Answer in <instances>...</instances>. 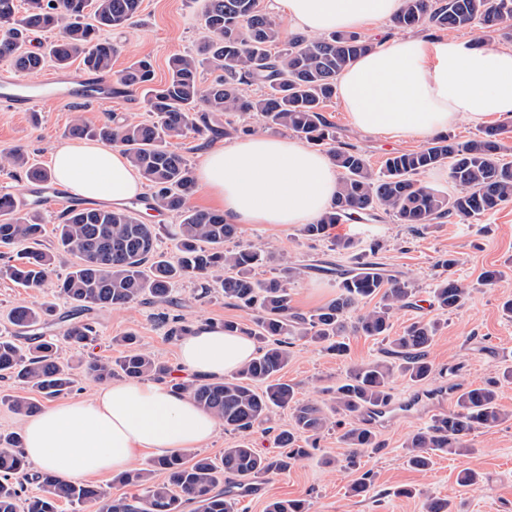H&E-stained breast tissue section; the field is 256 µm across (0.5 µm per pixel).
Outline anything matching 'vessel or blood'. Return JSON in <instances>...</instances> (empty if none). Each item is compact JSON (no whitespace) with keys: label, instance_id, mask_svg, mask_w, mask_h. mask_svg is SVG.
<instances>
[{"label":"vessel or blood","instance_id":"b4317fda","mask_svg":"<svg viewBox=\"0 0 512 512\" xmlns=\"http://www.w3.org/2000/svg\"><path fill=\"white\" fill-rule=\"evenodd\" d=\"M112 86V76L104 73L72 75L55 72L37 82L5 73L0 75V104L15 112H28L46 102L80 100L104 103L113 98Z\"/></svg>","mask_w":512,"mask_h":512}]
</instances>
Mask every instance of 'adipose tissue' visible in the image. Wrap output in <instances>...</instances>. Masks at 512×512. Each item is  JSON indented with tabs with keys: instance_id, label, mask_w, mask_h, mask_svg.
<instances>
[{
	"instance_id": "obj_1",
	"label": "adipose tissue",
	"mask_w": 512,
	"mask_h": 512,
	"mask_svg": "<svg viewBox=\"0 0 512 512\" xmlns=\"http://www.w3.org/2000/svg\"><path fill=\"white\" fill-rule=\"evenodd\" d=\"M292 35L382 27L404 0H265ZM337 97L356 130L391 140L426 139L460 119L512 118V45H469L452 35L387 36L336 80ZM52 174L70 195L122 206L144 182L116 146L62 142ZM199 187L230 224L300 227L331 205L339 182L331 156L273 131L240 135L207 151ZM255 354L247 336L198 322L178 343V365L199 381L236 373ZM217 420L185 393L159 381L111 382L93 397L47 408L23 422L22 454L68 479L120 474L142 452L163 456L202 448Z\"/></svg>"
}]
</instances>
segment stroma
Returning <instances> with one entry per match:
<instances>
[{"mask_svg": "<svg viewBox=\"0 0 512 512\" xmlns=\"http://www.w3.org/2000/svg\"><path fill=\"white\" fill-rule=\"evenodd\" d=\"M202 0H142L134 21L128 27L106 30L102 40L112 42L117 54L113 71H121L132 60L150 57L156 81L165 80L168 59L176 53L195 52L202 38L199 14ZM145 94L137 90L126 97L101 105L75 101L46 103L32 112H13L0 107V152L24 150L31 161L49 167L54 145L69 141L68 128L74 119L96 125L106 118L114 122L127 119L149 120ZM325 114L336 126L337 141L355 146L372 168L397 152L423 148L424 140H390L354 129L338 102H329ZM335 234L351 235L361 251L379 243L376 255L385 270L409 282L413 294L407 307L396 311L393 334L418 320H438L439 330L430 348L435 371L429 381L415 383L397 379L392 390V410L373 425L379 449L367 450L360 458L362 470L374 474V485L363 497H354L349 486L356 473L342 467L329 468L322 456L343 459L347 450L335 429L320 437L321 452L296 462L288 471L258 476L262 491L239 500L242 512H264L273 499H303L308 512H426L428 499H448L452 512H512V419L479 431L473 437V450L464 456L436 452L432 466L424 471L405 463L403 443L413 432L425 429L439 415L456 409L457 384H478L512 362V319L503 315L502 303L512 297V202L479 217H454L426 230L396 223L392 217L350 220L337 225ZM237 244L266 243L272 248L268 263L257 275L266 278L287 266L303 267L299 279L289 281L288 291L297 312L308 313L324 305L337 293L335 272L350 268L352 254L333 249L330 240H310L301 229L288 230L264 224H243L238 228ZM454 259L453 267H444L445 259ZM501 271V278L483 282L485 271ZM460 279L473 292L460 309L440 313L432 304L430 291L438 279ZM198 285L189 281L179 285L169 305L136 303L126 309H97L93 318L97 336L86 348L75 349L62 343V326L50 328L49 334L60 339L59 354L73 373L76 383L69 396L89 398L95 381L83 369L93 357L116 358L120 348L115 340L129 333L156 358L176 366V341L168 339L165 317L181 316L189 321L238 323L252 317L234 303L215 293L200 297ZM57 302L58 313L68 310L58 302L55 288H20L0 276V332L9 328L7 314L12 307L41 302ZM349 351L339 358L320 347L296 343L293 357L283 370L284 381L295 387L303 400L329 399V389L353 364L378 360L384 356V343L366 336L348 337ZM456 374H448L449 366ZM22 396L41 401V394L8 378H0V434L21 431L24 417L15 412L12 401ZM465 469L476 471L477 483L463 486L457 476ZM415 488L411 497L397 495V488Z\"/></svg>", "mask_w": 512, "mask_h": 512, "instance_id": "obj_1", "label": "stroma"}]
</instances>
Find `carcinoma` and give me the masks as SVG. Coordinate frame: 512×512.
<instances>
[{"label":"carcinoma","instance_id":"1","mask_svg":"<svg viewBox=\"0 0 512 512\" xmlns=\"http://www.w3.org/2000/svg\"><path fill=\"white\" fill-rule=\"evenodd\" d=\"M140 0H28L22 17H16L15 0H0V59L20 73L38 72L45 57L60 68L80 60L87 71L108 72L117 49L100 39L99 32L129 25ZM512 0H405L392 20L399 30L426 26L433 30H472L479 26L512 41ZM202 24L206 35L196 52L175 54L168 62V77L154 82L152 61L142 57L118 76L120 88H147V105L156 120L151 123L107 121L91 126L80 119L69 135L121 146L151 189L149 206L178 215L174 237L176 252L168 255L159 245L160 229L144 222L134 208L92 209L72 206L56 227L57 249L78 257L79 262L55 282L58 294L72 305L75 321L64 338L84 347L93 341L92 311L125 308L152 300L172 303V287L186 279H212L220 283L224 298L256 313L255 326L224 323L258 343L255 357L239 372L220 381L174 382L177 391L189 394L196 404L239 434L224 449L221 463L198 454L160 457L146 468L132 469L117 478L136 493L112 497L98 485L67 480L53 471H28L18 447L19 434L0 436V512H59L60 503L103 502V512H238V500L218 490L224 476L248 479L288 467L318 449L323 430L336 427L339 439L349 448L344 467L356 469L364 448L380 447L374 430L356 417L372 413L391 401L397 377L424 382L433 373L429 349L439 328L435 320L416 321L402 334L390 335L395 310L407 306L409 284L385 274L380 264L357 257L356 266L338 269L336 297L309 313L294 311L283 276L264 280L255 270L265 265L271 251L264 245L237 246V227L224 215L188 206L195 180L187 159L171 149L189 132L216 134L214 114H253L269 129L290 131L316 145H328L341 172L336 199L314 224L303 227L310 239H323L334 226L355 217L378 212L391 215L399 224L428 229L450 216L470 218L496 210L512 201V162L503 159L505 140L512 131L503 126L485 128L466 143L450 135L436 136L425 148L387 157L381 171L373 173L366 158L354 147L336 144L334 125L324 115L325 102L335 94L336 76L375 44L356 32L336 31L318 38L295 35L282 41L281 30L265 12L260 0H204ZM42 31L57 32L56 39L33 51L29 45ZM281 46L274 52L272 48ZM206 66L222 71L211 83L201 80ZM260 85L264 94L253 98L246 88ZM448 164L455 192L427 187L418 176ZM0 166L26 173L32 182L52 179L51 174L29 163L20 149L0 152ZM44 228L39 210L21 211L12 197L0 196V243L19 247L8 257L3 273L24 288H39L48 279L56 254L41 248ZM472 289L458 280L444 278L432 288L434 306L444 312L461 308ZM379 298L374 307L353 321L349 313L362 301ZM54 308L19 305L10 312L13 336L0 337V375H7L36 389L48 398L66 393L74 384L59 364L56 344L37 336L24 346L20 335L40 330L53 322ZM359 334L388 342L383 360L353 365L331 390L330 403H313L297 397L280 373L288 365L297 341L323 346L326 352L347 354L345 336ZM125 351L111 362L93 359L86 373L104 382L115 375L127 380L162 381L168 365L138 343L133 335L121 339ZM512 381V367L475 387L457 388V409L436 417L425 430L404 442L407 464L426 470L432 452L472 451L471 436L480 429L499 425L512 416L499 404V386ZM290 411L292 426L278 434L280 453L275 458L259 454L247 435L274 408ZM163 472L167 480L155 479ZM39 485L40 492L26 494L25 483ZM374 475L365 471L350 486L361 497L373 485ZM265 512H307L301 499L268 502Z\"/></svg>","mask_w":512,"mask_h":512}]
</instances>
